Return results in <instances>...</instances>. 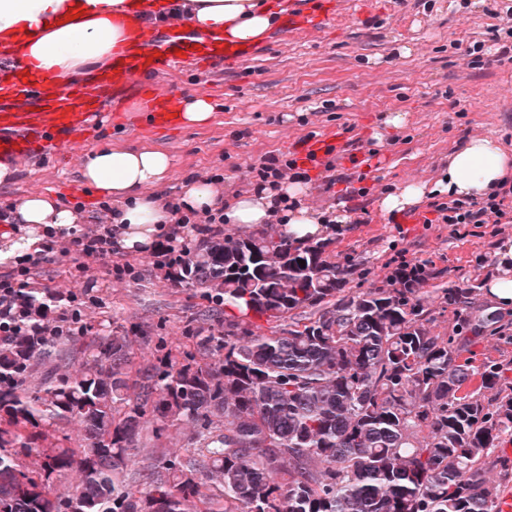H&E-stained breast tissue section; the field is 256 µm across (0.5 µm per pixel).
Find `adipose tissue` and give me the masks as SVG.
<instances>
[{
	"instance_id": "1",
	"label": "adipose tissue",
	"mask_w": 512,
	"mask_h": 512,
	"mask_svg": "<svg viewBox=\"0 0 512 512\" xmlns=\"http://www.w3.org/2000/svg\"><path fill=\"white\" fill-rule=\"evenodd\" d=\"M161 6L178 9L193 34H221L242 44L261 38L278 19L264 0H0V55L33 76L66 84L77 75L107 68L129 41L127 17ZM171 167L167 153L149 148L85 151L81 178L118 207L122 249L148 250L168 224L162 202L144 189L166 186ZM508 176L512 155L494 138L476 137L451 157L435 190L461 199L483 197ZM302 193L296 183L279 192L253 193L225 207L224 221L280 223L297 238L319 237L326 219L302 205ZM10 219L25 234L0 250V262L32 250L45 237L70 232L77 221L71 209L44 193L14 204ZM497 257L499 269L487 282V294L496 310L505 311L512 308V242L501 243Z\"/></svg>"
}]
</instances>
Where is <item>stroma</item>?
I'll return each mask as SVG.
<instances>
[{
  "mask_svg": "<svg viewBox=\"0 0 512 512\" xmlns=\"http://www.w3.org/2000/svg\"><path fill=\"white\" fill-rule=\"evenodd\" d=\"M495 0H367L344 5L332 25L316 35H280L270 29L264 46L248 60L206 73L180 76L184 96H208V121L170 132L147 128L139 100L127 98L100 114L87 149L152 148L171 156L165 190L176 196L188 180L224 175L225 199L251 191L249 167L267 152H294L298 142L324 131L342 133L349 161L336 175H364L366 196L348 199L322 180L304 186L303 202L317 213L335 212L343 223L329 225L337 261L356 264L352 289L384 288L400 261L426 265L433 273L422 289L428 300L427 329L451 331L454 314L442 301L444 289L484 284L496 264L495 245L512 240L511 224H423L393 222L382 199L406 185L431 188L448 159L470 139L490 136L512 153V63H472L467 47L506 26ZM401 125H393L395 116ZM14 183L0 187V205L39 191L83 202L82 230L99 201L80 177L79 164L46 154L17 164ZM52 249L33 269L35 287L56 293L94 283L96 299L82 312L93 329L122 327L132 339L134 362L145 367L158 356L193 350L199 327L233 317L199 293L177 286L156 269L149 254L123 253L139 279L109 276L108 267L69 252L68 236L51 239Z\"/></svg>",
  "mask_w": 512,
  "mask_h": 512,
  "instance_id": "obj_1",
  "label": "stroma"
}]
</instances>
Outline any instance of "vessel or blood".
Segmentation results:
<instances>
[{
	"instance_id": "obj_1",
	"label": "vessel or blood",
	"mask_w": 512,
	"mask_h": 512,
	"mask_svg": "<svg viewBox=\"0 0 512 512\" xmlns=\"http://www.w3.org/2000/svg\"><path fill=\"white\" fill-rule=\"evenodd\" d=\"M337 0H320L315 11L288 12L281 30L284 34L316 33L333 22ZM164 37H157L151 20L130 22L131 44L112 60L111 68L96 81L73 79L61 88L36 79L22 69H0V161H25L53 147L78 159L89 136V123L106 107L102 89L132 94L151 101L149 128L171 129L182 120L181 95L164 88L156 79L165 73L205 71L223 63L231 64L252 56L254 49L221 35L197 37L182 23L164 21ZM345 139L336 132L302 141V154L324 157L327 151L342 153Z\"/></svg>"
}]
</instances>
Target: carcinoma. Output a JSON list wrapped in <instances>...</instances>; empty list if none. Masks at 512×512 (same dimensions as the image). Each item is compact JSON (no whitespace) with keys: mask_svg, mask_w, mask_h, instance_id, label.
<instances>
[{"mask_svg":"<svg viewBox=\"0 0 512 512\" xmlns=\"http://www.w3.org/2000/svg\"><path fill=\"white\" fill-rule=\"evenodd\" d=\"M331 245L262 228L194 250L181 286L238 316L198 331L182 359L136 370L114 330L0 341V512H500L487 473L512 474L498 449L512 437V386L502 364H473L470 346L487 331L512 343L507 325L472 314L468 285L445 290L455 324L433 336L425 269L347 294L355 267ZM22 304L33 319L50 313L40 288ZM253 315L276 329L254 334ZM73 420L78 445H43ZM183 425L197 451L151 456L141 492L118 481ZM73 474L76 491L54 493Z\"/></svg>","mask_w":512,"mask_h":512,"instance_id":"carcinoma-1","label":"carcinoma"}]
</instances>
